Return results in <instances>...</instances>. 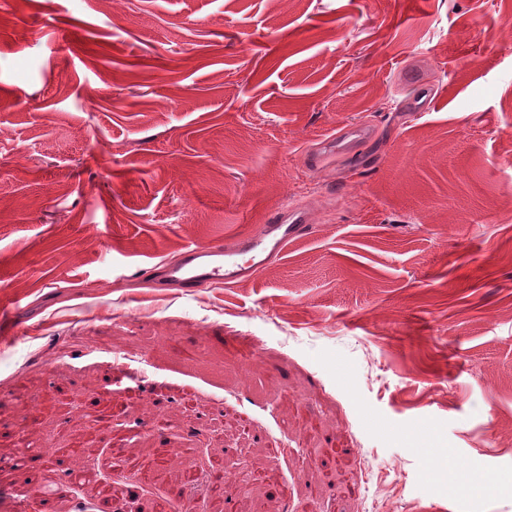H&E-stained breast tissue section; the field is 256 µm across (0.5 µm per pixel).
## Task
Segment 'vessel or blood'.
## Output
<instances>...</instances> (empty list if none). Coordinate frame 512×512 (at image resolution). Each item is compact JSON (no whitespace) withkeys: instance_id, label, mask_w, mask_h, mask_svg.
Masks as SVG:
<instances>
[{"instance_id":"vessel-or-blood-1","label":"vessel or blood","mask_w":512,"mask_h":512,"mask_svg":"<svg viewBox=\"0 0 512 512\" xmlns=\"http://www.w3.org/2000/svg\"><path fill=\"white\" fill-rule=\"evenodd\" d=\"M309 229L306 213L287 204L255 232L210 245H186L176 260L159 262L146 274L155 287L177 288L186 295L205 287L233 285L282 256L288 245Z\"/></svg>"}]
</instances>
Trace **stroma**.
Instances as JSON below:
<instances>
[{
  "instance_id": "stroma-1",
  "label": "stroma",
  "mask_w": 512,
  "mask_h": 512,
  "mask_svg": "<svg viewBox=\"0 0 512 512\" xmlns=\"http://www.w3.org/2000/svg\"><path fill=\"white\" fill-rule=\"evenodd\" d=\"M511 28L512 0H0V512H185L220 446L275 478L196 512H512ZM287 203L309 233L253 278H145Z\"/></svg>"
}]
</instances>
